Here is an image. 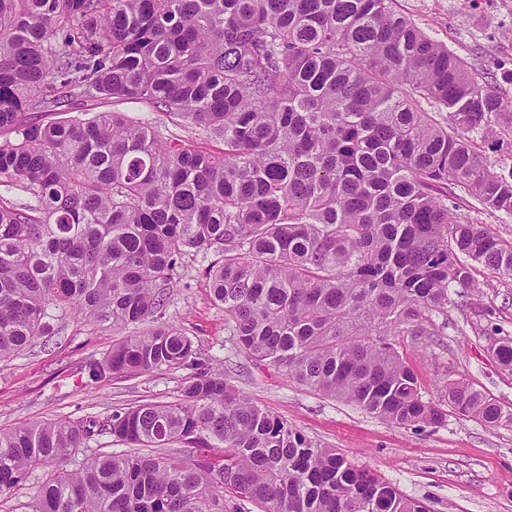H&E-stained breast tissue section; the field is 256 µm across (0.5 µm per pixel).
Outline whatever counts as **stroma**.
<instances>
[{
    "label": "stroma",
    "instance_id": "stroma-1",
    "mask_svg": "<svg viewBox=\"0 0 512 512\" xmlns=\"http://www.w3.org/2000/svg\"><path fill=\"white\" fill-rule=\"evenodd\" d=\"M395 8L512 101V0H395ZM83 110L122 112L186 145L202 143L192 130L145 102L91 99ZM211 261L200 253L183 258L176 272L180 285L164 315L192 337L202 362L222 367L252 402L425 502L430 512H512V425L491 429L453 412L437 426L393 425L347 401L311 391L275 366L253 364L227 333L224 310L212 300L204 275ZM474 276L480 291L470 293L465 305L449 306L448 325L432 342L403 336L399 343L424 397L439 396L445 366L512 409V370L488 353L490 339L512 337V279L483 267ZM59 326V335L49 343L33 344L0 362V428L101 420L139 404L176 400L187 370L91 382L85 365L111 352V329L73 318Z\"/></svg>",
    "mask_w": 512,
    "mask_h": 512
}]
</instances>
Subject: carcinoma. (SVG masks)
<instances>
[{
	"mask_svg": "<svg viewBox=\"0 0 512 512\" xmlns=\"http://www.w3.org/2000/svg\"><path fill=\"white\" fill-rule=\"evenodd\" d=\"M94 98L147 102L223 148L122 112L26 118ZM506 133L512 101L393 0H0V361L52 333V307L133 328L92 382L192 370L174 402L0 429V495L55 462L31 512H427L161 317L178 261L211 253L212 299L253 361L395 425L440 424L445 404L511 425L462 377L423 398L395 340L448 324L476 265L512 278V240L448 208L464 194L512 216V164L476 148ZM490 353L512 369V338ZM102 432L154 452L77 460Z\"/></svg>",
	"mask_w": 512,
	"mask_h": 512,
	"instance_id": "cac0c4a2",
	"label": "carcinoma"
}]
</instances>
